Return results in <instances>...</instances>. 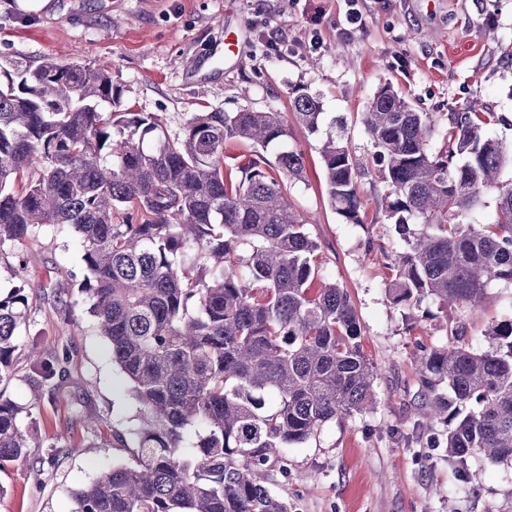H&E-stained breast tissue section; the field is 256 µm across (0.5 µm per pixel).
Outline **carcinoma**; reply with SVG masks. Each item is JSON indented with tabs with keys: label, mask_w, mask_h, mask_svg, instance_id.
Segmentation results:
<instances>
[{
	"label": "carcinoma",
	"mask_w": 512,
	"mask_h": 512,
	"mask_svg": "<svg viewBox=\"0 0 512 512\" xmlns=\"http://www.w3.org/2000/svg\"><path fill=\"white\" fill-rule=\"evenodd\" d=\"M0 69L14 75L0 83V249L49 232L81 241L83 279L58 280L57 302L80 288L138 405L135 464L74 490L71 512H289L268 486V464L375 404L350 294L335 282L312 288L322 244L288 200L303 154H263L294 123L319 133L321 98L296 89L289 114L195 113L170 137L156 115L104 111L119 99L105 66ZM362 123L386 186L382 235L403 243L382 251L395 269L387 297L446 311L512 284V182L501 181L512 146L486 135V114H448L435 151L431 116L387 84ZM229 141L256 148L233 178ZM321 156L330 205L344 223H364L362 167L342 124L325 132ZM490 198L494 220L468 221ZM24 269L0 293V385L15 374L29 324ZM489 336L482 350L461 342L420 354L428 401L413 430L421 439L444 422L448 459L462 467L473 455L512 465V317ZM26 357L29 405L0 393V469L43 447L23 420L42 388L64 379L60 355L33 343Z\"/></svg>",
	"instance_id": "cac0c4a2"
}]
</instances>
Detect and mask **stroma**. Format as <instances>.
<instances>
[{
  "mask_svg": "<svg viewBox=\"0 0 512 512\" xmlns=\"http://www.w3.org/2000/svg\"><path fill=\"white\" fill-rule=\"evenodd\" d=\"M353 10L361 17L355 25L347 21ZM272 31L286 38L280 49L267 42ZM230 34L239 44L229 54ZM51 59L110 64L116 111L158 115L171 135L191 113L213 108L289 112L292 90L303 89L322 98L325 124L343 122L366 166L373 148L361 114L389 82L431 113L433 148L452 112L496 113L486 131L512 145V0H50L40 11L0 0V62ZM287 145L303 151L305 164L288 199L314 218L322 278L346 288L356 306L377 403L291 446L287 468L271 467V489L287 497L290 512H512V465L474 456L458 467L437 445L440 421L428 440L411 435L420 390L415 343L484 348L488 330L512 315V285L488 288L474 310L444 314L432 304L423 313L391 303V272L375 246L384 184L363 175L365 221L343 223L327 199L318 136L297 126ZM28 254L32 312L18 342L35 335L43 350L66 352V378L33 411L41 447L0 470V512H70L74 488L130 462L136 407L81 294L71 291L65 313L53 297L61 273L81 271L79 244L47 234L4 248L0 287L11 286ZM458 327L462 336H453ZM79 397L95 427L77 418ZM467 481L472 491H463Z\"/></svg>",
  "mask_w": 512,
  "mask_h": 512,
  "instance_id": "obj_1",
  "label": "stroma"
}]
</instances>
